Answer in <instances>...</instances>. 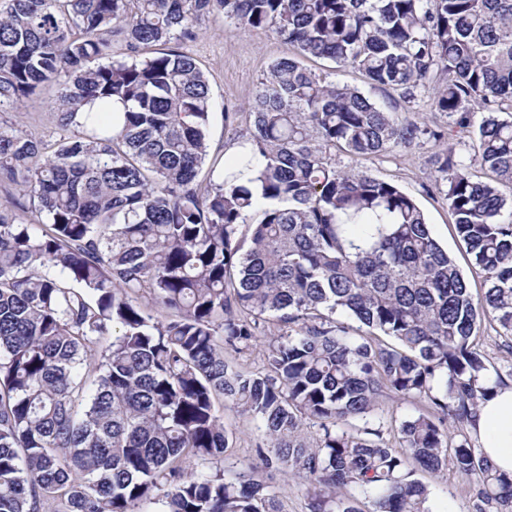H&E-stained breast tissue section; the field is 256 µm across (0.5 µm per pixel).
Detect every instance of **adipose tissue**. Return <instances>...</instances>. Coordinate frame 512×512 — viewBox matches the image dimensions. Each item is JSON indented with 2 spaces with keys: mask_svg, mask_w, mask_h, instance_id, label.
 <instances>
[{
  "mask_svg": "<svg viewBox=\"0 0 512 512\" xmlns=\"http://www.w3.org/2000/svg\"><path fill=\"white\" fill-rule=\"evenodd\" d=\"M471 429L484 455L502 472L512 473V383L495 387L480 402Z\"/></svg>",
  "mask_w": 512,
  "mask_h": 512,
  "instance_id": "ef3b65f1",
  "label": "adipose tissue"
}]
</instances>
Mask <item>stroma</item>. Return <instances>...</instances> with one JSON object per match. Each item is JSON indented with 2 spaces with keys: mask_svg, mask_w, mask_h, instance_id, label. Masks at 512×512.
Segmentation results:
<instances>
[{
  "mask_svg": "<svg viewBox=\"0 0 512 512\" xmlns=\"http://www.w3.org/2000/svg\"><path fill=\"white\" fill-rule=\"evenodd\" d=\"M178 49L193 56L209 80L213 100L208 129L209 157L215 162L211 177L216 180L222 175L225 147L250 135L251 103L270 63L295 56L296 49L272 32L250 30L215 17L203 20L196 37L179 43ZM304 65L320 77L358 88L383 111L399 113L433 128L448 124L447 114L434 108L431 90L417 89L414 98L407 100L400 92L372 86L360 71L338 67L330 60L309 58ZM55 95L54 86H45L39 94L25 100L20 111L1 114L0 124L22 130L36 139H50L57 132ZM228 112L233 115L229 123L224 120ZM439 150L438 142L425 138L410 149L367 160L339 151L331 154L330 161L337 169L365 171L394 183L414 197L436 239L454 257L478 292L483 288V281L475 273L471 255L459 241L446 199L435 186V157ZM504 344V337L489 326L479 341V349L486 359L488 378L512 382V355L507 354ZM224 424L233 432V446L229 450L233 460L253 461L260 441L256 422L228 407L224 410ZM416 477L430 491L432 512H470L471 505L453 468L420 471Z\"/></svg>",
  "mask_w": 512,
  "mask_h": 512,
  "instance_id": "35a3bbf8",
  "label": "stroma"
}]
</instances>
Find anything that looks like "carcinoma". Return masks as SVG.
<instances>
[{
  "mask_svg": "<svg viewBox=\"0 0 512 512\" xmlns=\"http://www.w3.org/2000/svg\"><path fill=\"white\" fill-rule=\"evenodd\" d=\"M210 16L270 28L298 56L270 65L247 151L205 184L208 79L184 52L146 49L194 39ZM309 57L409 99L441 77L448 129L398 119ZM49 81L58 139L0 126V188L30 200L0 204V512L157 498L162 512H284L264 472L298 480L309 512H362V498L432 512L412 465H451L473 512H512V475L448 434L492 391L482 321L512 337V198L498 189L512 184V0H0V113ZM89 100L98 110L81 113ZM425 135L445 144L437 181L479 297L410 195L325 157ZM461 135L468 164L449 145ZM261 339L262 370L226 358ZM390 395L428 403L397 447L377 414ZM220 400L259 424L257 461H227Z\"/></svg>",
  "mask_w": 512,
  "mask_h": 512,
  "instance_id": "obj_1",
  "label": "carcinoma"
}]
</instances>
